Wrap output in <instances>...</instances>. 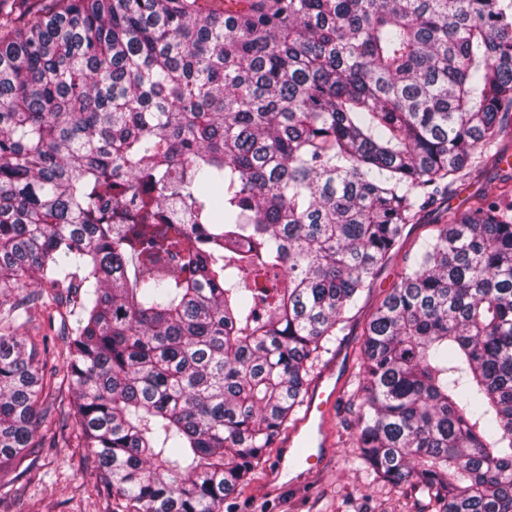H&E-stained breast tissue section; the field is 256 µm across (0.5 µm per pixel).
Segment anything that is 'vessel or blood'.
Returning a JSON list of instances; mask_svg holds the SVG:
<instances>
[{
	"label": "vessel or blood",
	"instance_id": "obj_1",
	"mask_svg": "<svg viewBox=\"0 0 512 512\" xmlns=\"http://www.w3.org/2000/svg\"><path fill=\"white\" fill-rule=\"evenodd\" d=\"M349 377V365L343 356L331 358L312 381L302 417L278 441L280 456L270 469V482L287 479L296 485L319 472L336 441L330 429Z\"/></svg>",
	"mask_w": 512,
	"mask_h": 512
}]
</instances>
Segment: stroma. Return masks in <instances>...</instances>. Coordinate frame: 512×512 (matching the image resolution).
<instances>
[{
    "mask_svg": "<svg viewBox=\"0 0 512 512\" xmlns=\"http://www.w3.org/2000/svg\"><path fill=\"white\" fill-rule=\"evenodd\" d=\"M403 257L393 259L376 277L370 295L360 310L346 322L335 345L351 365H358L363 330L373 309L399 282ZM79 284L63 291L62 300L47 311L32 310L33 324L40 333L61 339L78 314ZM353 415L348 402L336 414L339 446L325 469L305 488L286 487L275 495L264 493V473L242 485L224 503L225 512H421L418 495L367 484L363 473L350 463L353 448L349 435ZM84 449L73 445L44 448L33 468V481L16 479L8 497L0 499V512H108L107 492L98 490L97 473L85 463Z\"/></svg>",
    "mask_w": 512,
    "mask_h": 512,
    "instance_id": "obj_1",
    "label": "stroma"
}]
</instances>
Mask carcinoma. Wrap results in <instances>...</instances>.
<instances>
[{
  "label": "carcinoma",
  "mask_w": 512,
  "mask_h": 512,
  "mask_svg": "<svg viewBox=\"0 0 512 512\" xmlns=\"http://www.w3.org/2000/svg\"><path fill=\"white\" fill-rule=\"evenodd\" d=\"M512 0H0V299L84 288L39 365L0 317V467L61 384L133 512H222L364 330L354 463L423 512H512ZM508 171L489 168L479 180L468 181L458 188L456 195L448 199V212L455 210L467 198L478 194H493L503 186L502 179ZM510 173V172H508Z\"/></svg>",
  "instance_id": "obj_1"
}]
</instances>
